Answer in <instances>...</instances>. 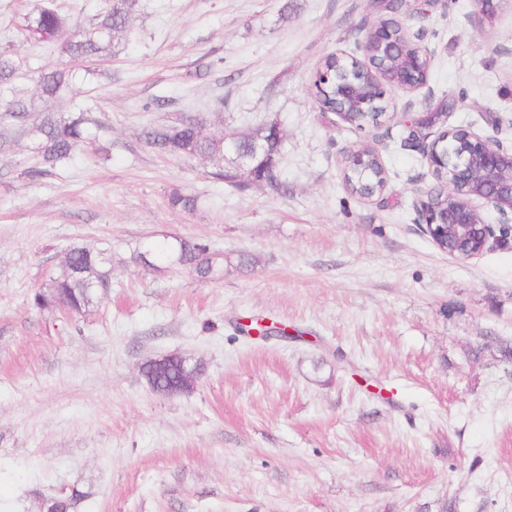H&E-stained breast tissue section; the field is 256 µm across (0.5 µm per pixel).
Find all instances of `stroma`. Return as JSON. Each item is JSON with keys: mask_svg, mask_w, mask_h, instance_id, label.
<instances>
[{"mask_svg": "<svg viewBox=\"0 0 512 512\" xmlns=\"http://www.w3.org/2000/svg\"><path fill=\"white\" fill-rule=\"evenodd\" d=\"M35 4L0 0L20 68L0 107H88L104 130L39 180L29 139L0 150V512L71 495L74 512H512V238L441 252L416 222L433 177L403 144L409 113L447 102L449 124L512 145V10L484 30L473 0L397 15L431 66L376 142L314 87L327 55L359 54L375 0H136L90 78L61 43L16 38ZM43 68L71 88L40 97ZM190 113L217 135L278 125L275 181L240 189L145 143ZM367 144L381 201L341 173ZM175 191L198 208H171ZM171 237L224 253L221 276L143 262ZM76 244L103 252L111 288L80 315L32 308ZM250 317L301 336L243 335ZM168 355L200 366L193 389L152 390L143 367ZM364 150H366L368 152V153H366V157L371 158L369 170H368V167L366 166V163L363 159V155H362V152L360 149L350 150L349 153L347 154V158L354 160V161H358V162L361 161L358 165L359 170L362 169L364 172H366L368 170L367 174L363 177V181H365L368 178L370 180L371 184L374 186L375 191H376V195L373 198H381L384 194V191L386 189L387 182H388V176H387L386 170H383L378 165V163L375 162V160H373L374 153L376 152L374 149L367 147V148H364ZM381 189H382V195L379 197Z\"/></svg>", "mask_w": 512, "mask_h": 512, "instance_id": "35a3bbf8", "label": "stroma"}]
</instances>
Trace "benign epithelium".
I'll list each match as a JSON object with an SVG mask.
<instances>
[{"mask_svg":"<svg viewBox=\"0 0 512 512\" xmlns=\"http://www.w3.org/2000/svg\"><path fill=\"white\" fill-rule=\"evenodd\" d=\"M512 0H475V18L479 25L492 24L503 6ZM369 38L362 42L365 57H383L390 62L387 82L366 84L351 72V62L358 57L346 53L336 56V64L344 71L336 72V114L345 118L347 109L355 106L361 112H388L387 89L413 93L425 85L418 73L429 59L426 53L411 57L401 54L407 34L403 27L393 23L374 22L365 27ZM414 117L407 122L408 135L404 145L418 151L426 160L431 174L444 178L448 191V207L432 206L426 198L416 204L417 222L434 244L448 235V226L456 231L454 247L448 255L457 259H471L494 245L512 237V148L470 127L452 126L443 136L426 141L425 117ZM250 140L247 152L224 154V166H229L244 183H262L265 178L257 173L255 158L266 152L265 140L259 134L245 136L237 132L224 133V143L240 139ZM499 215L495 225L485 222L482 210Z\"/></svg>","mask_w":512,"mask_h":512,"instance_id":"7a95c632","label":"benign epithelium"}]
</instances>
